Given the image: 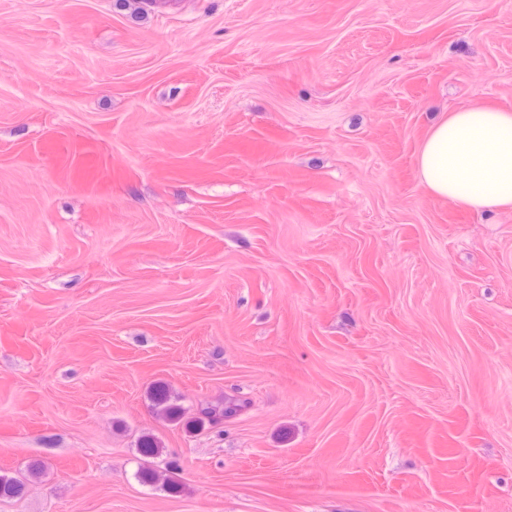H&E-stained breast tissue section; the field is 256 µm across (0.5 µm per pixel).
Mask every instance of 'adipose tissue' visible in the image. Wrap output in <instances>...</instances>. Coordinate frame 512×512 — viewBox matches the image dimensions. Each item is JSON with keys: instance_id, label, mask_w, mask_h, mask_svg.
Listing matches in <instances>:
<instances>
[{"instance_id": "adipose-tissue-1", "label": "adipose tissue", "mask_w": 512, "mask_h": 512, "mask_svg": "<svg viewBox=\"0 0 512 512\" xmlns=\"http://www.w3.org/2000/svg\"><path fill=\"white\" fill-rule=\"evenodd\" d=\"M433 195L481 213L512 205V114L474 104L443 116L417 155Z\"/></svg>"}]
</instances>
